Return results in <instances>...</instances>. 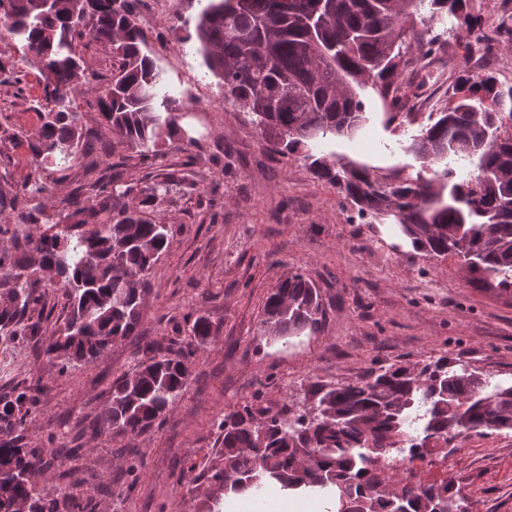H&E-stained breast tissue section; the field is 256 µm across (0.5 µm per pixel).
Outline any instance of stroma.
<instances>
[{
  "label": "stroma",
  "mask_w": 512,
  "mask_h": 512,
  "mask_svg": "<svg viewBox=\"0 0 512 512\" xmlns=\"http://www.w3.org/2000/svg\"><path fill=\"white\" fill-rule=\"evenodd\" d=\"M209 0H137L144 50L184 95L179 124L185 135L164 140L154 165L114 146L103 133L81 156L46 203L44 232L59 220L58 201L95 180L108 163L139 186L177 173L159 208L170 245L149 272L140 321L99 358L57 371L39 345L21 340L0 348V396L41 381V410L21 433L27 448H45L47 469L34 484L43 499H62L80 487L72 512H224V493L210 480L221 465L224 414L250 402L269 413L296 411L311 382L358 379L390 363L415 366L445 357L512 383V295L461 277L448 256L430 258L388 224H366L335 186L317 179L301 153L280 156L262 146L246 110L224 100L220 81L203 63L194 26ZM416 33L442 44L440 59L461 58L412 99L411 112L436 113L455 100L470 76L492 75L512 85V38L496 36L489 53H475L476 32L455 18L434 19L421 8ZM24 92L0 86V251L12 247L17 222L8 201L30 172L27 138L36 129L43 80L35 58L21 61ZM367 121L351 138L316 147L317 155L367 165L381 175L420 169L409 152L421 122L387 124V103L372 87L360 92ZM215 205H208V198ZM321 291L325 312L313 333L283 342L265 335L267 294L293 273ZM206 317L217 331L191 344L185 321ZM172 356L192 348L190 376L174 408L146 432H100L98 415L113 381L144 360L146 345ZM425 482L451 481L469 512H512V432H470L446 459L415 461Z\"/></svg>",
  "instance_id": "35a3bbf8"
}]
</instances>
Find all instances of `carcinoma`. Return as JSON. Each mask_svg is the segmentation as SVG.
Masks as SVG:
<instances>
[{
  "instance_id": "1",
  "label": "carcinoma",
  "mask_w": 512,
  "mask_h": 512,
  "mask_svg": "<svg viewBox=\"0 0 512 512\" xmlns=\"http://www.w3.org/2000/svg\"><path fill=\"white\" fill-rule=\"evenodd\" d=\"M43 10L35 0H0V85H19L17 47L48 65L47 106L29 140L32 170L12 198L19 225L42 223L51 185L40 171L61 176L86 154L96 133L75 123L66 102L96 82L102 125L135 150L142 162L157 156L159 142L179 133V100L166 90L163 71L142 50L143 31L132 0H54ZM424 0H210L195 30L208 70L221 80L224 101L251 116L262 144L290 154L307 143L351 137L365 123L357 89L372 84L393 110L401 109L398 70L407 65L402 30L414 29ZM464 0H430L432 14L455 15ZM108 45L112 74L101 83L82 79L77 51L84 39ZM466 90L422 127L410 151L422 162L416 174L379 176L369 167L331 162L309 152L305 159L320 179L336 186L366 222L396 224L413 249L426 256H456L480 282L512 294V87L495 90L493 77L464 82ZM497 106L481 105L479 93ZM442 169L435 170L433 166ZM178 178L168 173L139 189L120 175L74 190L61 199L63 218L55 231L38 237L13 232L14 253L0 254V278L10 283V304L0 309V340L46 339L53 365L90 361L116 338L129 336L140 319L146 274L169 246V225L146 218ZM137 192V202L126 198ZM79 224H95L88 235ZM55 269L71 313L57 334L31 313L42 304L36 293L43 273ZM320 291L301 273L273 288L261 320L265 334L298 336L321 325ZM188 333L204 342L214 335L204 317L186 320ZM151 356L135 371L112 382V398L100 413L104 429L141 434L181 398L192 351ZM40 382L0 398V471H43L42 449L24 448L10 433L39 411ZM311 404L291 417L256 413L249 405L224 415V467L211 474L224 491L277 483L283 488H329L338 512H469L448 481L407 482L391 495L392 484L376 462L389 453L409 459L445 453L468 432L512 431V384H491L465 363L439 358L420 368L393 363L369 370L355 382L310 384ZM63 502L34 496L27 478L0 484V512H60Z\"/></svg>"
}]
</instances>
